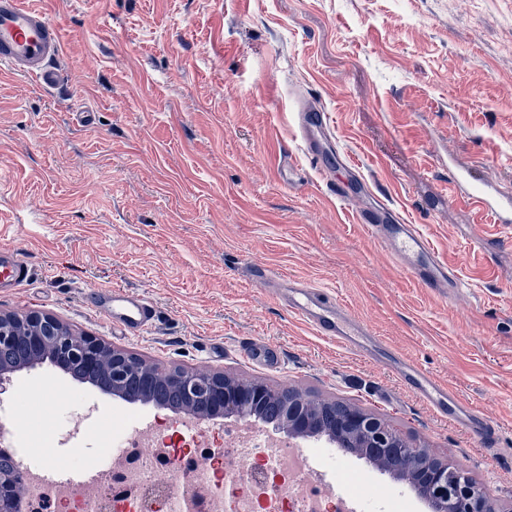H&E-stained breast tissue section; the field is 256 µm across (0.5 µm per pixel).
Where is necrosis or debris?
Here are the masks:
<instances>
[{
  "label": "necrosis or debris",
  "mask_w": 512,
  "mask_h": 512,
  "mask_svg": "<svg viewBox=\"0 0 512 512\" xmlns=\"http://www.w3.org/2000/svg\"><path fill=\"white\" fill-rule=\"evenodd\" d=\"M225 448L211 449L195 424L182 421L138 438L117 427L93 489L48 481L39 466L30 479L25 512H323L334 470V449H323V469L310 459L294 463L291 446L251 428L226 433ZM248 459L244 479L229 457Z\"/></svg>",
  "instance_id": "necrosis-or-debris-1"
}]
</instances>
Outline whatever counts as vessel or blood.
Here are the masks:
<instances>
[{"label":"vessel or blood","instance_id":"obj_1","mask_svg":"<svg viewBox=\"0 0 512 512\" xmlns=\"http://www.w3.org/2000/svg\"><path fill=\"white\" fill-rule=\"evenodd\" d=\"M62 53L60 32L39 6L31 4L30 0H0L1 75L20 74L42 86H55L60 74L53 62ZM296 119L306 154L313 159L320 157L318 140L328 132L326 113L307 108L297 113ZM453 191L489 216L492 223L505 227L512 225V197L499 193L491 184L461 173L453 181ZM357 220L378 236L388 251L424 285L440 293L447 289L455 292L461 289V282L454 279L417 225H386L381 223L378 212L368 209L358 211ZM28 276L29 270L18 254L1 248L0 291L21 287ZM253 279L260 287L276 288L289 313L308 323L319 335L393 368L401 381L439 414H452L454 421L471 436L488 439L490 427L471 403L461 400L456 408H449L450 395L433 375L393 353L333 295L309 287L300 280H281L262 268L254 270ZM86 302L127 336L142 335L155 318V309L146 297L120 288L89 291Z\"/></svg>","mask_w":512,"mask_h":512}]
</instances>
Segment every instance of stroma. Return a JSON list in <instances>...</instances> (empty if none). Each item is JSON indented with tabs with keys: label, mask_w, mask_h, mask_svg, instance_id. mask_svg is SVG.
Segmentation results:
<instances>
[{
	"label": "stroma",
	"mask_w": 512,
	"mask_h": 512,
	"mask_svg": "<svg viewBox=\"0 0 512 512\" xmlns=\"http://www.w3.org/2000/svg\"><path fill=\"white\" fill-rule=\"evenodd\" d=\"M63 39L50 90L0 75V247L31 276L0 311L49 313L159 369H221L358 406L465 469L512 512V232L449 197L452 172L512 191V0H36ZM333 139L310 162L295 121ZM90 115L89 123L76 120ZM384 203L463 284L412 279L356 220ZM483 235L486 248L470 244ZM329 290L358 320L482 410L492 445L438 416L388 368L292 316L254 267ZM149 299L124 336L84 301ZM94 406L71 447L56 419ZM58 368L0 384L28 461L94 469L113 425L161 417ZM370 493L404 481L337 454ZM296 114L306 154L311 158V160L320 158L322 153L317 142V137L321 136L326 139L329 125L327 114L308 107L302 112H297Z\"/></svg>",
	"instance_id": "35a3bbf8"
}]
</instances>
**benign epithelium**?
Wrapping results in <instances>:
<instances>
[{
	"label": "benign epithelium",
	"mask_w": 512,
	"mask_h": 512,
	"mask_svg": "<svg viewBox=\"0 0 512 512\" xmlns=\"http://www.w3.org/2000/svg\"><path fill=\"white\" fill-rule=\"evenodd\" d=\"M24 340L33 354L52 350L62 358L84 362L90 369H100L110 362L113 384L127 374L138 371L146 381L154 369L135 356L113 349L104 341L75 333L51 314L31 313L25 316L0 313V353ZM170 381L180 386L189 397L203 395L211 399L207 414L238 416L250 419L246 408L267 399L270 388L260 381H240L224 376L221 371L198 373L181 368L170 370ZM288 398V411L282 425L291 435L307 437L315 430L314 413L322 404L297 390L283 391ZM359 448L372 459L394 461V470L408 477L418 495L428 502L432 512H497L484 491L468 473L434 458L419 461L420 449L397 434L381 417L361 408L349 406L344 418ZM21 488L12 476L0 474V512H19Z\"/></svg>",
	"instance_id": "obj_1"
}]
</instances>
